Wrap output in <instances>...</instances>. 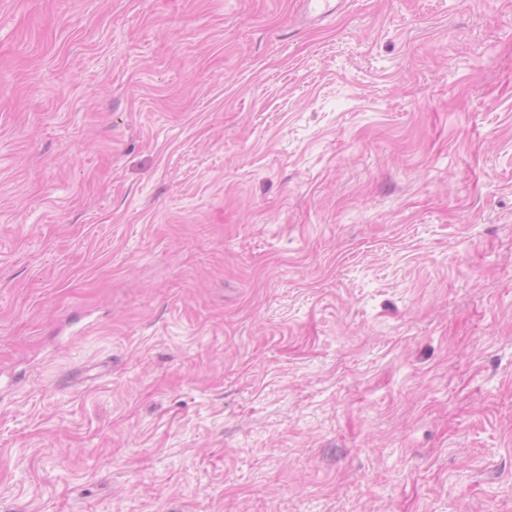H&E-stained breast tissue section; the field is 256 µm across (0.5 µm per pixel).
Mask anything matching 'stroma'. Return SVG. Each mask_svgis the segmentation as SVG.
Instances as JSON below:
<instances>
[{
  "label": "stroma",
  "mask_w": 512,
  "mask_h": 512,
  "mask_svg": "<svg viewBox=\"0 0 512 512\" xmlns=\"http://www.w3.org/2000/svg\"><path fill=\"white\" fill-rule=\"evenodd\" d=\"M0 512H512V0H0ZM343 0H302L301 9L307 22H319L336 14Z\"/></svg>",
  "instance_id": "obj_1"
}]
</instances>
